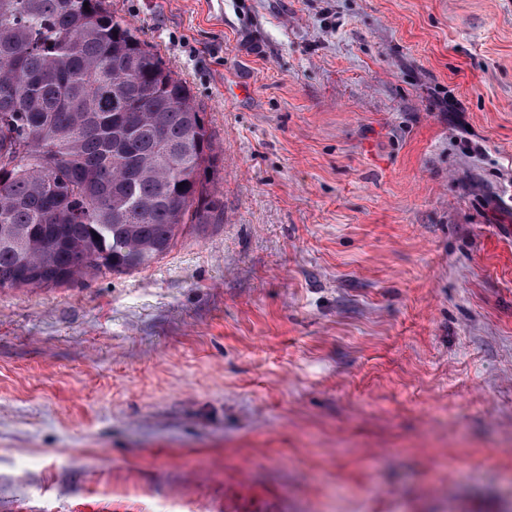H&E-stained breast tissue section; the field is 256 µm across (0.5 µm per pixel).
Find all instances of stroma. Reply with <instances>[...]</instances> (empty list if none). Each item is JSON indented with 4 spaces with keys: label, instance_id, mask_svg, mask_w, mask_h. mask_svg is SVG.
<instances>
[{
    "label": "stroma",
    "instance_id": "obj_1",
    "mask_svg": "<svg viewBox=\"0 0 512 512\" xmlns=\"http://www.w3.org/2000/svg\"><path fill=\"white\" fill-rule=\"evenodd\" d=\"M219 224L0 289V512H512V0H111Z\"/></svg>",
    "mask_w": 512,
    "mask_h": 512
}]
</instances>
